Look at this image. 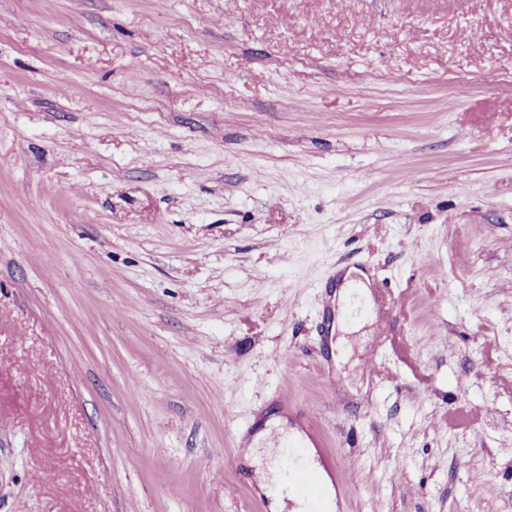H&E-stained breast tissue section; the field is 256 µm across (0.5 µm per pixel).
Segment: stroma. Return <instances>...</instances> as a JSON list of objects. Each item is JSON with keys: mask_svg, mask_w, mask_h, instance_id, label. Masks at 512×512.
Here are the masks:
<instances>
[{"mask_svg": "<svg viewBox=\"0 0 512 512\" xmlns=\"http://www.w3.org/2000/svg\"><path fill=\"white\" fill-rule=\"evenodd\" d=\"M311 403L340 512H512V0H0V512H272Z\"/></svg>", "mask_w": 512, "mask_h": 512, "instance_id": "35a3bbf8", "label": "stroma"}]
</instances>
